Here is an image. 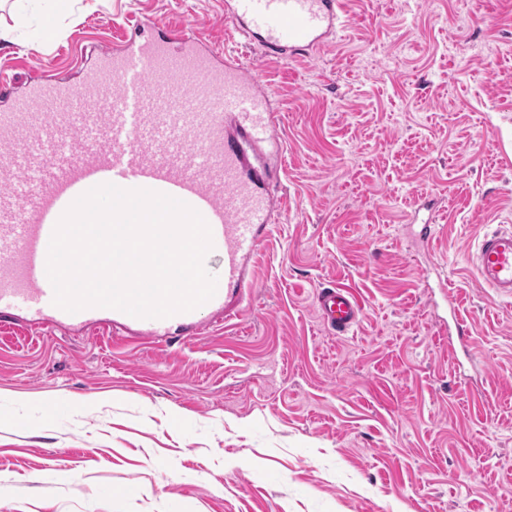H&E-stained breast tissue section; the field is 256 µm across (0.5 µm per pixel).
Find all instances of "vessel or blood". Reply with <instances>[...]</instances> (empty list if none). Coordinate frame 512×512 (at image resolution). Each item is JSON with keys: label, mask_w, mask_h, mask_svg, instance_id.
<instances>
[{"label": "vessel or blood", "mask_w": 512, "mask_h": 512, "mask_svg": "<svg viewBox=\"0 0 512 512\" xmlns=\"http://www.w3.org/2000/svg\"><path fill=\"white\" fill-rule=\"evenodd\" d=\"M228 35L267 60L312 56L347 25L343 0H224ZM0 324L24 311L50 328L105 323L142 335L202 329L201 311L136 318L112 308L75 313L53 303L47 255L67 208L111 183L149 189L195 209L223 270L205 308L232 319L252 288V261L281 206L259 150L279 142V111L240 57L188 26L143 30L101 50L79 83L44 73L21 91L0 84ZM478 283L512 298V231L483 232L472 255ZM204 308V309H205ZM324 325L344 336L362 306L348 289L316 295Z\"/></svg>", "instance_id": "vessel-or-blood-1"}]
</instances>
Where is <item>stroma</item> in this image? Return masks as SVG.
<instances>
[{
  "mask_svg": "<svg viewBox=\"0 0 512 512\" xmlns=\"http://www.w3.org/2000/svg\"><path fill=\"white\" fill-rule=\"evenodd\" d=\"M346 2L330 46L274 62L226 41L224 0H0L11 86L77 79L148 13L240 52L286 149L238 319L149 344L0 329V512H512V299L469 262L512 229V0ZM329 281L365 306L354 335L317 317Z\"/></svg>",
  "mask_w": 512,
  "mask_h": 512,
  "instance_id": "stroma-1",
  "label": "stroma"
}]
</instances>
